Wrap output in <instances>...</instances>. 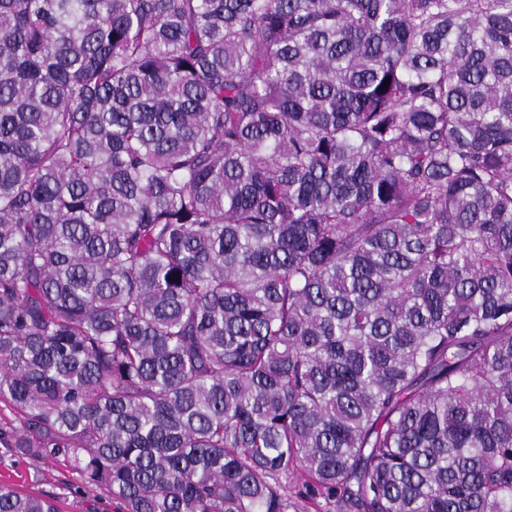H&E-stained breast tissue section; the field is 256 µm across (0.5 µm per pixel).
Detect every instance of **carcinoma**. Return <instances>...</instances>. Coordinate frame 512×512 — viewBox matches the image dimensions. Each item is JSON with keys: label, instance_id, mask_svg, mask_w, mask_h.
<instances>
[{"label": "carcinoma", "instance_id": "obj_1", "mask_svg": "<svg viewBox=\"0 0 512 512\" xmlns=\"http://www.w3.org/2000/svg\"><path fill=\"white\" fill-rule=\"evenodd\" d=\"M4 399L123 512H512V0H0Z\"/></svg>", "mask_w": 512, "mask_h": 512}]
</instances>
